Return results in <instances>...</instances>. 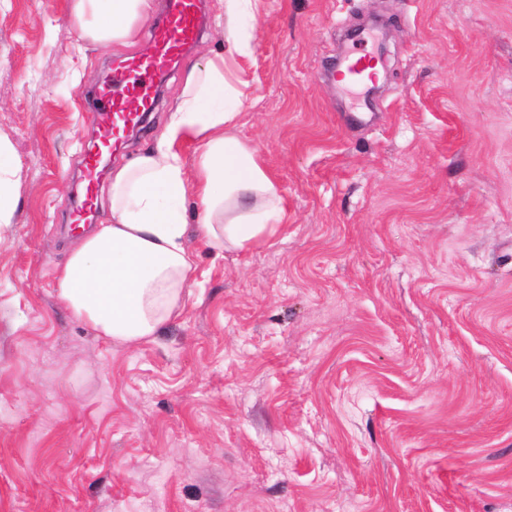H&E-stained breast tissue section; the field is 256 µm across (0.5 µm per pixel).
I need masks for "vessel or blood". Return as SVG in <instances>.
I'll return each mask as SVG.
<instances>
[{"mask_svg": "<svg viewBox=\"0 0 512 512\" xmlns=\"http://www.w3.org/2000/svg\"><path fill=\"white\" fill-rule=\"evenodd\" d=\"M201 0H166L164 17L152 34L147 54L117 61L112 75L98 91L99 136L84 157L82 202L73 224L86 223L97 181L108 160L120 152L131 130L139 126L155 104V79L179 62L200 32ZM378 63L368 53L354 51L345 58L341 80L352 87L376 78Z\"/></svg>", "mask_w": 512, "mask_h": 512, "instance_id": "vessel-or-blood-1", "label": "vessel or blood"}]
</instances>
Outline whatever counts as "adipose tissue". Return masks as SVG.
I'll list each match as a JSON object with an SVG mask.
<instances>
[{"label": "adipose tissue", "instance_id": "1", "mask_svg": "<svg viewBox=\"0 0 512 512\" xmlns=\"http://www.w3.org/2000/svg\"><path fill=\"white\" fill-rule=\"evenodd\" d=\"M262 0H224V50L192 68L154 147L113 170L110 220L79 236L56 273L58 296L80 320L119 345L157 336L183 305L196 269L190 238L215 255L247 251L279 232L286 214L258 151L235 133L242 104L239 61L253 53ZM154 0H73L72 17L91 42L136 38ZM197 144L187 177L178 144ZM17 163L0 138V226L11 224ZM199 211L188 224L185 202Z\"/></svg>", "mask_w": 512, "mask_h": 512}]
</instances>
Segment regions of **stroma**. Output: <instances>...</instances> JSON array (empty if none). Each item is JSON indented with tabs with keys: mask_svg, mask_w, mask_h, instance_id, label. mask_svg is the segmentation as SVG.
Listing matches in <instances>:
<instances>
[{
	"mask_svg": "<svg viewBox=\"0 0 512 512\" xmlns=\"http://www.w3.org/2000/svg\"><path fill=\"white\" fill-rule=\"evenodd\" d=\"M0 0V512H512V0H264L238 136L281 232L218 257L155 339L60 300L90 101L137 44ZM120 167L162 132L222 0ZM386 48L375 95L340 56ZM17 170L10 142L0 136V226L13 224L18 193Z\"/></svg>",
	"mask_w": 512,
	"mask_h": 512,
	"instance_id": "stroma-1",
	"label": "stroma"
}]
</instances>
